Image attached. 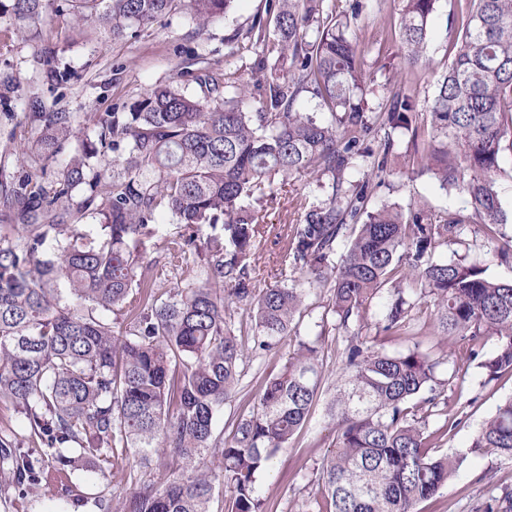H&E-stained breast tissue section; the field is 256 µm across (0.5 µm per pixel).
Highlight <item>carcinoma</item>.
Listing matches in <instances>:
<instances>
[{
  "label": "carcinoma",
  "mask_w": 512,
  "mask_h": 512,
  "mask_svg": "<svg viewBox=\"0 0 512 512\" xmlns=\"http://www.w3.org/2000/svg\"><path fill=\"white\" fill-rule=\"evenodd\" d=\"M234 0H0L16 25L34 27L50 10L63 24L104 28L121 39L185 10L200 27L227 13ZM324 0H267L266 17L247 38L256 57L258 106L240 89L226 95L231 74L212 68L203 78L213 96L200 100L172 83L147 91L127 112L97 116L99 145L68 156L56 187L46 191L27 174L0 181L10 224H0V400L27 420L31 449L0 435V468L22 496L82 464L99 469L106 486L98 502L112 512V475L134 458L144 469L124 512H210L215 483L230 492L227 512H268L258 477L308 421L323 392L322 345L299 340L282 368L269 375L258 408L235 424L233 439L215 431L217 414L238 391L246 360L298 336L295 316L303 284H331L333 330L345 334L343 383L331 404L334 445L317 472L321 500L309 512H417L448 486L461 459L437 454L450 428L428 431L448 408V381L414 347L388 354L362 334L379 304L385 333L434 328L460 336L479 360L486 382L512 374V281L486 274L465 258L435 260L469 224L490 239L507 223L497 190L505 147L512 148V0H463L455 54L428 101L429 140L418 163L466 205L444 214L384 203L369 208L384 181L382 158L365 146L374 122L364 112L365 73L354 24L360 0L342 14ZM404 62L416 70L427 46L436 0H395ZM314 91L331 119L298 107ZM418 103L403 90L383 124L417 134ZM37 148L54 163L80 129L65 112L40 104ZM129 147L126 174L108 179L92 163ZM371 159L361 179L345 182L353 158ZM294 174L329 176L332 193L290 225L283 255L301 279L259 288L253 246L255 210L242 201L273 190ZM85 197L73 203V192ZM92 210L107 230L97 244L67 223L71 206ZM168 211L189 233L166 248L183 278L166 292L148 288L153 262L146 239ZM222 224L224 239L201 241L198 228ZM433 315L419 320L423 302ZM250 316L252 345L232 329L237 311ZM110 312L124 330L115 332ZM494 350L483 352L486 338ZM474 456L512 462V397L478 429ZM211 457L216 469L202 470ZM182 473L148 478L170 460Z\"/></svg>",
  "instance_id": "1"
}]
</instances>
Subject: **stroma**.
Returning a JSON list of instances; mask_svg holds the SVG:
<instances>
[{
  "instance_id": "stroma-1",
  "label": "stroma",
  "mask_w": 512,
  "mask_h": 512,
  "mask_svg": "<svg viewBox=\"0 0 512 512\" xmlns=\"http://www.w3.org/2000/svg\"><path fill=\"white\" fill-rule=\"evenodd\" d=\"M362 2L356 36L364 52L369 111L376 114L386 111L393 92L401 87L411 90L419 104H426L450 62L448 49L457 27L459 0H437L425 51L428 63L414 79L407 73L396 35L395 0ZM265 11L266 0H235L224 17L205 27H197L189 14L180 11L120 40L100 36L79 38L50 15L36 28L22 32L16 30L10 15H1L0 81L5 76L16 75L22 84L12 91L0 84V174L9 180L22 171L34 172L47 188L56 182L58 165L45 167L38 159L40 127L29 117L31 96L54 104L57 111L71 113L82 128V136L72 139L65 147L66 154L70 155L81 151L84 141L96 140V115L130 105L152 86L174 82L185 93L206 99L208 92L196 76L201 68L208 66L231 73L236 85L253 87L250 64L254 53L245 33L252 21ZM48 42L56 45L57 65L69 72V79L53 84L46 82L40 51ZM388 134L393 136L396 147L388 157L384 183L373 190L372 205L397 203L406 208L417 205L436 213L464 206L466 198L459 190L441 188L429 173L413 172L407 149L408 135L391 134L386 126L374 125L370 148L379 150ZM330 183L327 177L318 181L296 174L285 183L275 185L273 192L262 200L251 201V208L262 218L263 228L255 241L259 287L283 285L279 267L287 227L298 223L310 207L321 205L327 199ZM494 247V242L488 241L477 226L470 225L441 257L486 261L489 277L511 281L512 261L489 260L488 254ZM376 320V310H369L368 333L375 336L378 348L397 353L419 347L441 360L440 371L450 380L448 415L431 417L429 426L435 429L444 421L453 422L454 427L442 449L462 457L463 463L448 487L420 503L418 512H482L492 498L512 490V462L493 455L471 456L468 447L481 424L504 399L512 396V375L486 382L482 369L469 360L467 345L459 337L390 335L377 330ZM344 347L342 340L326 336L323 394L309 423L288 447L280 449L272 467L259 477L271 512H304L305 502L319 493L312 479L316 468L332 450L327 404L340 383ZM295 348V340L290 339L280 349L246 363L238 392L217 417L216 431L231 435V419L246 417L255 411L263 379L277 371L284 356L293 353ZM104 486L99 472L81 467L68 479L44 485L36 495L14 494L8 501H0V512H63L66 501L76 497L81 500L78 512H98L95 499Z\"/></svg>"
}]
</instances>
